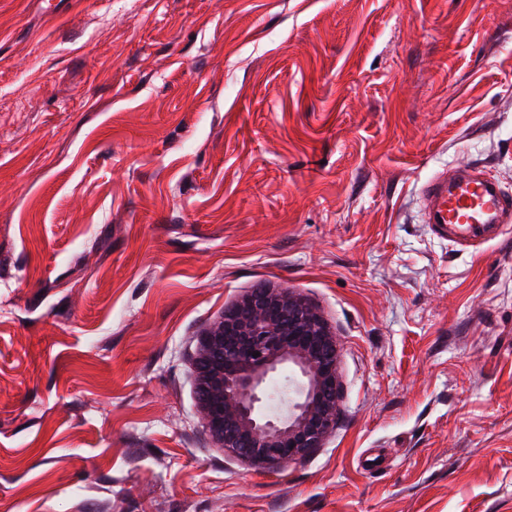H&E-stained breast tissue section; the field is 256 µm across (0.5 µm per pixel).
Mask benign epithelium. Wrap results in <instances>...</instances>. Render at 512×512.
<instances>
[{
  "mask_svg": "<svg viewBox=\"0 0 512 512\" xmlns=\"http://www.w3.org/2000/svg\"><path fill=\"white\" fill-rule=\"evenodd\" d=\"M340 351L306 300L253 289L201 339L194 372L209 433L224 452L261 468L323 447L339 414Z\"/></svg>",
  "mask_w": 512,
  "mask_h": 512,
  "instance_id": "7a95c632",
  "label": "benign epithelium"
}]
</instances>
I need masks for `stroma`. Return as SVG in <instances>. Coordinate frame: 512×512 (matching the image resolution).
Returning <instances> with one entry per match:
<instances>
[{"instance_id":"35a3bbf8","label":"stroma","mask_w":512,"mask_h":512,"mask_svg":"<svg viewBox=\"0 0 512 512\" xmlns=\"http://www.w3.org/2000/svg\"><path fill=\"white\" fill-rule=\"evenodd\" d=\"M512 0H0V512H512ZM265 285L341 343L335 431L259 468L194 361ZM423 194L428 224L452 226L460 234H472L476 225L512 220V197L481 173L466 171L453 182L433 177L423 186Z\"/></svg>"}]
</instances>
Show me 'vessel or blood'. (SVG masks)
Segmentation results:
<instances>
[{
	"label": "vessel or blood",
	"instance_id": "obj_1",
	"mask_svg": "<svg viewBox=\"0 0 512 512\" xmlns=\"http://www.w3.org/2000/svg\"><path fill=\"white\" fill-rule=\"evenodd\" d=\"M428 202L426 220L452 227L461 234L473 227L512 220V197L475 172H464L452 182L431 178L423 187Z\"/></svg>",
	"mask_w": 512,
	"mask_h": 512
}]
</instances>
